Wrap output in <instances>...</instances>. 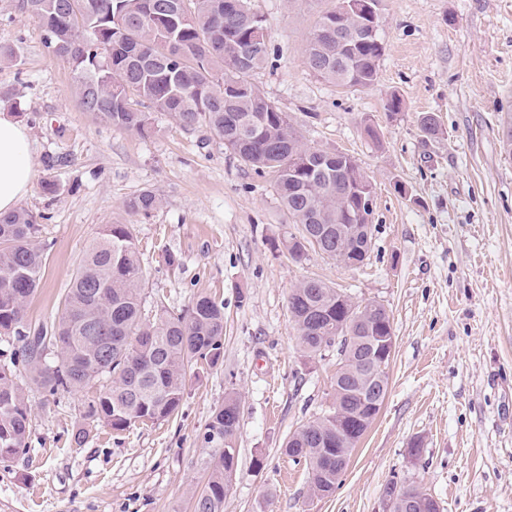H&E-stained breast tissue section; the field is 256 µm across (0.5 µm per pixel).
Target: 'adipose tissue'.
Segmentation results:
<instances>
[{"label": "adipose tissue", "instance_id": "adipose-tissue-1", "mask_svg": "<svg viewBox=\"0 0 512 512\" xmlns=\"http://www.w3.org/2000/svg\"><path fill=\"white\" fill-rule=\"evenodd\" d=\"M35 179V164L25 128L0 113V215L12 212Z\"/></svg>", "mask_w": 512, "mask_h": 512}]
</instances>
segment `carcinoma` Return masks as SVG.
I'll return each mask as SVG.
<instances>
[{"label": "carcinoma", "mask_w": 512, "mask_h": 512, "mask_svg": "<svg viewBox=\"0 0 512 512\" xmlns=\"http://www.w3.org/2000/svg\"><path fill=\"white\" fill-rule=\"evenodd\" d=\"M19 0L18 8L45 30L51 52L78 75L77 97L88 112L112 127L144 135L151 130L145 103L187 129L204 126L246 167L274 184L292 223L309 225L288 241L295 262L320 250L337 265L361 264L364 238L373 234L371 215L355 222L359 187L372 186L357 160L343 152L316 148L288 114L252 82L270 60L264 20L250 0ZM347 0L319 15L306 40L309 68L343 89H368L378 82L384 54L380 35L383 0H370V15L349 13ZM353 29L357 37L347 40ZM161 198L144 190L126 203L150 215ZM347 229L345 236L336 228ZM43 225L18 209L0 217V339L21 343L0 355V457L25 449L31 408L14 369L27 367L37 388L55 395L79 392L102 379L108 383L80 410L73 432L82 445L99 427L123 432L138 423L167 421L179 413L188 382L224 360V303L200 294L187 309L160 306L159 321L142 316L146 273L130 225L108 224L90 243L71 278L54 322L25 330L29 299L37 291L46 262ZM289 310L297 344L308 358L322 355L336 327L352 336H385L389 323L378 303L364 306L326 283L309 279L291 290ZM364 346L350 345L351 360L336 363L334 401L321 415L289 436L284 451L306 464L313 494L330 496L351 451L374 418L363 389L388 390L389 364L359 368ZM241 403L229 395L215 408L203 435L215 448L194 512H224L230 474L237 468L235 439ZM362 421L358 435L352 434ZM418 486L389 482L384 492L393 512H418Z\"/></svg>", "instance_id": "obj_1"}]
</instances>
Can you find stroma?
<instances>
[{"label":"stroma","mask_w":512,"mask_h":512,"mask_svg":"<svg viewBox=\"0 0 512 512\" xmlns=\"http://www.w3.org/2000/svg\"><path fill=\"white\" fill-rule=\"evenodd\" d=\"M272 62L254 82L316 147L355 156L375 184L373 246L359 268L310 255L271 177L240 164L206 129L150 111L151 131L113 128L81 107L76 74L18 0H0V112L26 128L36 180L21 208L48 245L25 322L49 324L91 240L129 224L146 271L143 309L224 302V361L188 384L177 416L75 444L83 392L30 393L23 452L0 459V512H193L211 449L203 433L228 392L242 401L238 466L225 512H384L390 481L420 485L442 512H512V0H384L378 83L342 90L308 67L306 39L333 0H252ZM403 107L388 118L384 104ZM435 116L437 137L420 119ZM373 125L380 144L365 134ZM58 191L46 194L44 179ZM150 216L125 203L142 190ZM173 254L181 263L172 270ZM315 278L391 313L384 404L332 496L283 446L332 400L336 354L306 360L288 296ZM418 459H410L413 441ZM161 198L151 190H144L126 203V208L136 214L149 216L161 205Z\"/></svg>","instance_id":"35a3bbf8"}]
</instances>
